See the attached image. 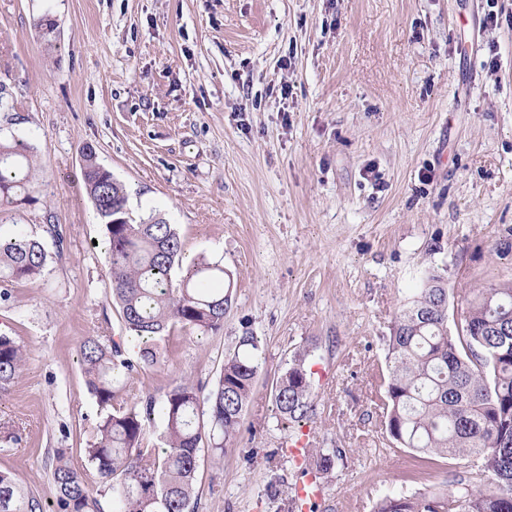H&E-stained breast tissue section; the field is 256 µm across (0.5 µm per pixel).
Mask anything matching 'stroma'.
Masks as SVG:
<instances>
[{"label": "stroma", "mask_w": 512, "mask_h": 512, "mask_svg": "<svg viewBox=\"0 0 512 512\" xmlns=\"http://www.w3.org/2000/svg\"><path fill=\"white\" fill-rule=\"evenodd\" d=\"M0 131L36 161L29 202L0 208V224L63 236L44 276L0 303V333L28 351L0 394L18 436L0 470L45 506L55 449L96 480L80 341L101 331L138 352L94 246L87 143L133 217H162L185 258L221 261L233 282L223 328H169L163 364L134 372L117 403L177 376L210 389L241 336L262 343L238 436L223 459L202 454L198 512H292L311 478L307 512H375L386 494L469 476L470 457L385 445L384 338L426 274L458 309L512 282V0H0ZM300 355L317 413L297 424L270 389ZM300 439L345 453L319 476L289 453Z\"/></svg>", "instance_id": "obj_1"}]
</instances>
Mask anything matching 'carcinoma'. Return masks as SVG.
Instances as JSON below:
<instances>
[{"label":"carcinoma","mask_w":512,"mask_h":512,"mask_svg":"<svg viewBox=\"0 0 512 512\" xmlns=\"http://www.w3.org/2000/svg\"><path fill=\"white\" fill-rule=\"evenodd\" d=\"M82 176L104 225L112 298L130 336L139 344L132 359L108 336L89 335L79 345L88 392L100 407L86 448L99 488L91 490L54 453L56 512H195V476L203 439L214 457L239 433L260 370V341L239 339L224 356L206 396L189 378L174 380L161 399L115 407L130 375L161 362L157 341L171 326L202 332L224 326L231 300L224 265L202 256L181 264L182 244L173 225L156 216L134 220L125 188L100 163L96 149H81ZM34 148L12 136L0 138V207L30 199ZM48 263L33 233L0 225V301L8 286L41 278ZM446 280L430 274L397 312L386 341L385 432L392 443L417 453L477 458V471L439 492L385 496L377 512H512V283L482 289L448 327ZM26 352L0 333V393L23 372ZM280 416L302 422L315 415L305 360L288 366L272 388ZM163 423L162 446L148 448L155 418ZM342 450L305 451L316 471L333 469ZM0 512H45L42 500L14 475L0 471Z\"/></svg>","instance_id":"cac0c4a2"}]
</instances>
